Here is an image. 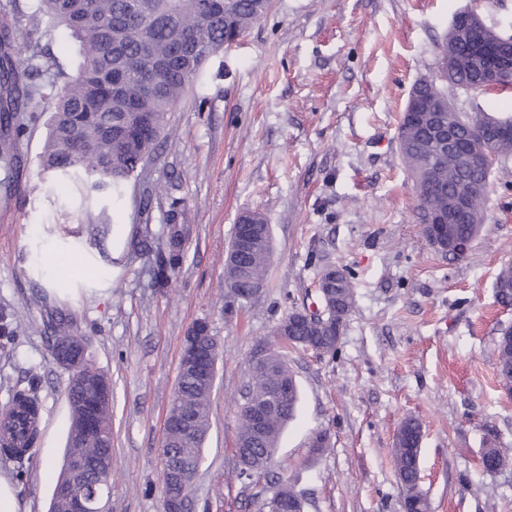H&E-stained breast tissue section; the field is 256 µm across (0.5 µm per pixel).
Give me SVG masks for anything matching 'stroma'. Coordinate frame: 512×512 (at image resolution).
<instances>
[{"mask_svg": "<svg viewBox=\"0 0 512 512\" xmlns=\"http://www.w3.org/2000/svg\"><path fill=\"white\" fill-rule=\"evenodd\" d=\"M466 9L512 35V0H272L182 95L119 198L43 171L46 128L30 125L18 185L0 190V307L21 320L0 338V409L31 385L40 398L23 472L0 459L19 512H48L58 475L42 460H64L69 373L49 353L59 313L112 385L109 512H163L159 449L182 340L199 322L220 357L191 512H260L278 484L304 512H402L394 448L409 416L422 425L431 512H512V469L489 474L480 460L487 441L512 446V393L496 377L512 308L494 297L512 264V159L494 167L485 221L457 260L425 238L396 141L411 88L438 75L448 26ZM448 98L462 112L512 116V90ZM175 202L191 230L160 287L151 266ZM245 211L269 224L273 255L263 290L236 300L224 254ZM330 264L352 273L355 307L335 355L285 350L296 416L268 467L243 483L233 446L248 359L282 318L316 302ZM319 433L331 443L322 453L311 448Z\"/></svg>", "mask_w": 512, "mask_h": 512, "instance_id": "35a3bbf8", "label": "stroma"}]
</instances>
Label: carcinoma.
I'll list each match as a JSON object with an SVG mask.
<instances>
[{
    "label": "carcinoma",
    "mask_w": 512,
    "mask_h": 512,
    "mask_svg": "<svg viewBox=\"0 0 512 512\" xmlns=\"http://www.w3.org/2000/svg\"><path fill=\"white\" fill-rule=\"evenodd\" d=\"M269 9V0H35L20 6L17 0H0V157L20 162L19 145L28 124L39 119V106L52 105L47 136L40 155L42 167L62 177H72L94 190H110L121 197L127 182L143 170V159L157 150L168 126V114L186 87L201 76L207 64L224 53V42L245 33ZM63 29L77 42L79 61L71 75L45 50L43 40ZM23 35V49L17 50L12 32ZM449 85L470 92L506 90L508 86L486 76L474 64L473 54L462 44ZM423 101L445 98L435 79L416 83ZM448 127L473 146L486 145L484 113L447 112ZM409 121L401 115L398 131L404 134L399 151L413 180L418 201L431 212L448 211V202L482 174L466 160L440 148L422 127L406 130ZM485 199L475 201L474 224L448 225V237H475L484 221ZM254 244L238 259L226 253L224 273L238 280L237 287L251 288L264 283L269 264L270 228L254 214ZM164 232L169 249L160 254L155 278L169 282L180 265L181 247L190 233L184 209L174 203L165 214ZM496 302L512 306V265L500 268L495 282ZM336 332H341L355 306V292L349 272L342 271L330 301ZM16 315L0 311V337L15 334ZM327 330L314 322L294 333L297 345L318 346ZM496 375L499 385L512 393V326L500 329L496 344ZM275 362L261 367L248 362L249 381L242 394L247 400L274 395L287 382L288 401L277 406L268 418L265 434L253 438L251 422L238 410L237 435L253 444L259 462L270 463L279 434L296 411L298 390L293 373L283 356L272 351ZM81 375L104 373L85 359L70 370L66 395L70 407V428L66 457L79 456L88 473L101 464V449L112 448V396L96 391H77ZM213 384L196 376L178 381L171 418L192 417L199 439L178 449L189 459L202 457L204 433L209 428V399ZM38 389L31 385L15 392L12 411L0 419V453L18 461L30 450L35 436ZM409 434L396 438L394 458L400 494L407 512H429L420 488L419 456L421 425L414 418L402 423ZM481 457L491 470L512 468V448L490 443Z\"/></svg>",
    "instance_id": "cac0c4a2"
}]
</instances>
